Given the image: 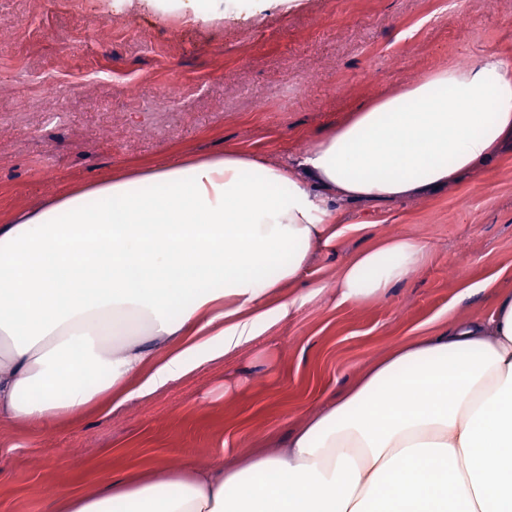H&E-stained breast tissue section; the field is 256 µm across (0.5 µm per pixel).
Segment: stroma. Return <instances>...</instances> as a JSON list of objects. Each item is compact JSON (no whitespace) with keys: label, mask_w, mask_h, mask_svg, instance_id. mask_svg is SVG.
I'll use <instances>...</instances> for the list:
<instances>
[{"label":"stroma","mask_w":512,"mask_h":512,"mask_svg":"<svg viewBox=\"0 0 512 512\" xmlns=\"http://www.w3.org/2000/svg\"><path fill=\"white\" fill-rule=\"evenodd\" d=\"M459 30L442 0H304L262 20L202 24L110 0H0V224L74 188L187 154L246 149L281 161L358 103L448 65L512 59V0H460ZM54 68L55 93L37 83ZM136 84L128 94L124 84ZM180 81L169 112L153 97ZM301 94H294L297 82ZM84 84L72 93L73 84ZM64 110L61 124L44 114ZM361 225L315 252L326 289L278 329L271 345L213 363L119 414L76 417L35 435L0 424V512H52L56 497L158 463L206 466L253 451L318 410L418 326L477 318L498 276L512 289V144L493 166L448 187L385 202H344ZM406 233L432 258L386 297L339 302L336 271L353 253Z\"/></svg>","instance_id":"obj_1"}]
</instances>
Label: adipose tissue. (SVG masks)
<instances>
[{"mask_svg":"<svg viewBox=\"0 0 512 512\" xmlns=\"http://www.w3.org/2000/svg\"><path fill=\"white\" fill-rule=\"evenodd\" d=\"M143 2L201 23L300 6ZM510 140L512 63L492 57L370 99L288 162L188 156L0 224V423L39 433L111 414L267 339L323 291L313 250L359 230L335 197L436 189ZM430 254L404 233L381 239L341 264L336 293L384 296ZM262 445L229 465L219 449L206 467L105 479L54 512H512V290L482 318L404 338Z\"/></svg>","mask_w":512,"mask_h":512,"instance_id":"adipose-tissue-1","label":"adipose tissue"}]
</instances>
